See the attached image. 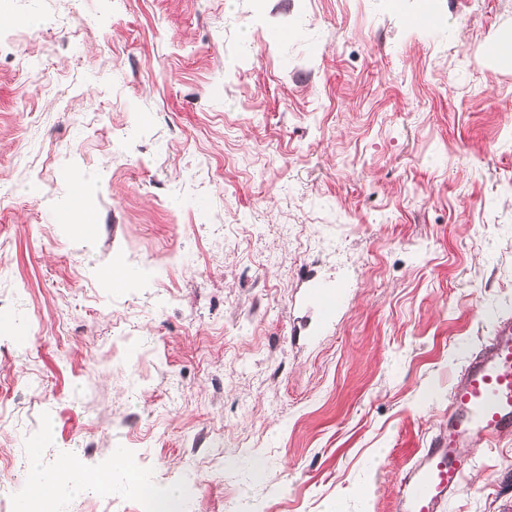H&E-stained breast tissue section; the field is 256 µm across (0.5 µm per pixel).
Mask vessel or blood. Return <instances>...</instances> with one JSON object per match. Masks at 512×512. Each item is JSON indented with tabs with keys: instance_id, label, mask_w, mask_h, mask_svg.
Wrapping results in <instances>:
<instances>
[{
	"instance_id": "obj_1",
	"label": "vessel or blood",
	"mask_w": 512,
	"mask_h": 512,
	"mask_svg": "<svg viewBox=\"0 0 512 512\" xmlns=\"http://www.w3.org/2000/svg\"><path fill=\"white\" fill-rule=\"evenodd\" d=\"M512 433V317L457 377L448 423L419 449L398 488V512H442L471 466L468 449Z\"/></svg>"
}]
</instances>
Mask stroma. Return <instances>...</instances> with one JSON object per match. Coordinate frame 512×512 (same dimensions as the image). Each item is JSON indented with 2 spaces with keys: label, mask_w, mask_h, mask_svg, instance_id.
I'll return each mask as SVG.
<instances>
[{
  "label": "stroma",
  "mask_w": 512,
  "mask_h": 512,
  "mask_svg": "<svg viewBox=\"0 0 512 512\" xmlns=\"http://www.w3.org/2000/svg\"><path fill=\"white\" fill-rule=\"evenodd\" d=\"M0 12V512L33 445L109 475L68 512H136L142 458L179 512H394L512 316V0ZM471 455L444 512H503L512 435Z\"/></svg>",
  "instance_id": "obj_1"
}]
</instances>
